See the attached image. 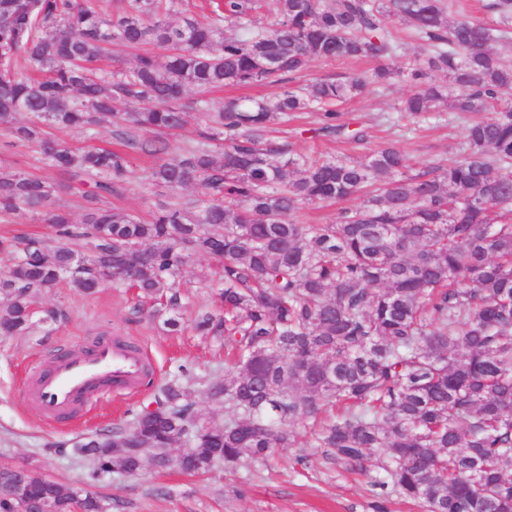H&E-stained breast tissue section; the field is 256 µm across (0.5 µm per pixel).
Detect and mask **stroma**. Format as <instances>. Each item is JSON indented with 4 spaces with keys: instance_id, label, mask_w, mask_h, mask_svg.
Returning <instances> with one entry per match:
<instances>
[{
    "instance_id": "stroma-1",
    "label": "stroma",
    "mask_w": 512,
    "mask_h": 512,
    "mask_svg": "<svg viewBox=\"0 0 512 512\" xmlns=\"http://www.w3.org/2000/svg\"><path fill=\"white\" fill-rule=\"evenodd\" d=\"M374 62L349 60L315 61L291 79V87L315 79L337 78L372 72ZM410 91L397 81L389 89L368 85L342 108L343 122L361 128L363 144L316 135V113L306 112L278 125L270 139L287 144L298 154H322L359 160L373 148L387 143L397 146L409 159L412 171L447 161L464 140L466 121L452 112L435 113L423 121L394 112L398 100ZM131 175L112 206L148 219L156 204L166 200L165 188L148 183L146 174L154 161L134 155ZM0 168L55 179L53 170L36 153L9 135L0 134ZM218 263L195 257L181 273L188 289L187 313L210 305L206 281L215 278ZM38 309L60 312L53 322H35L27 335L0 338V464L24 465L37 474L53 477L92 491L111 503V512H373L382 502L386 512H424L397 495L374 486L375 472L350 473L328 465L317 449L287 448L277 465L252 463L249 473L215 470L211 475L189 477L170 470H148L132 477L107 474L87 484L92 463L75 451L74 440L97 433H111L154 402L160 385L181 374L209 380L224 376L222 342L184 331L167 334L160 321L149 315L135 291L105 284L96 294L85 295L68 287L34 297ZM120 336L137 342L152 368L151 383L133 393H115L101 398L83 419L70 425L44 421L21 395L32 367H46L55 351L68 343H91L102 337Z\"/></svg>"
}]
</instances>
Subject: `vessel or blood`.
<instances>
[{
	"label": "vessel or blood",
	"instance_id": "obj_1",
	"mask_svg": "<svg viewBox=\"0 0 512 512\" xmlns=\"http://www.w3.org/2000/svg\"><path fill=\"white\" fill-rule=\"evenodd\" d=\"M147 363L141 352L115 342H98L91 352L59 355L50 367L27 380L24 395L51 423L82 416L95 398L138 388Z\"/></svg>",
	"mask_w": 512,
	"mask_h": 512
}]
</instances>
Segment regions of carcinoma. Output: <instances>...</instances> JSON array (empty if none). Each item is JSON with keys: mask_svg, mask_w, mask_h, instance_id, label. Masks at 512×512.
I'll return each instance as SVG.
<instances>
[{"mask_svg": "<svg viewBox=\"0 0 512 512\" xmlns=\"http://www.w3.org/2000/svg\"><path fill=\"white\" fill-rule=\"evenodd\" d=\"M0 0V132L33 149L63 180L0 169V214L38 211L73 184L82 219L47 213L57 242L0 238V335L24 336L31 296L61 282L85 294L114 282L158 301L153 316L181 331L183 268L203 253L221 264L215 307L193 319L224 339V380L207 383L224 420L201 414L186 384L169 381L152 410L117 435L85 444L89 478L177 468L235 473L306 445L344 469L373 466L381 487L427 512H512V0H491L488 22L448 21L451 0H273L275 23L253 26L261 0ZM179 6L186 17L169 21ZM238 28L224 37V25ZM426 46L422 62L392 66L397 26ZM116 43L131 67L89 65ZM372 58L371 76L316 80L275 100L236 98L213 109L193 89L281 82L310 62ZM437 75L461 88L448 97ZM400 78L412 92L394 110L427 118L447 107L492 112L467 127L446 163L410 175L393 146L362 160L301 157L264 142L291 112H316L319 131L359 142L339 106L368 84ZM143 104L130 110V104ZM198 115L194 143L172 154L167 135ZM116 127L124 151L71 150L56 136ZM163 159L148 182L172 201L149 221L109 206L129 153ZM199 189L190 203L179 192ZM354 196L333 224H297L303 205ZM107 512L95 493L0 466V512Z\"/></svg>", "mask_w": 512, "mask_h": 512, "instance_id": "obj_1", "label": "carcinoma"}]
</instances>
